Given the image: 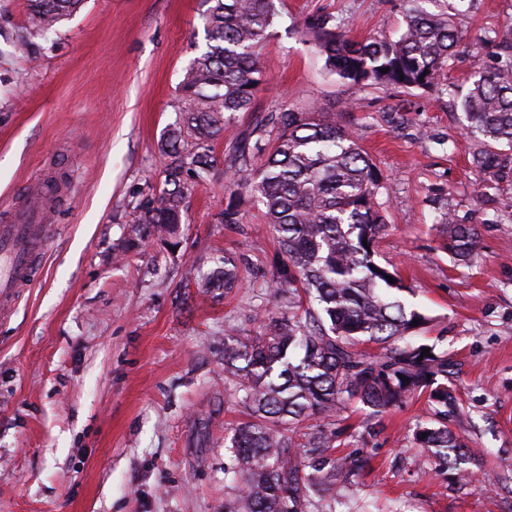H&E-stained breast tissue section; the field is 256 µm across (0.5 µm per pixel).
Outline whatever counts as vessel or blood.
<instances>
[{
	"label": "vessel or blood",
	"instance_id": "vessel-or-blood-1",
	"mask_svg": "<svg viewBox=\"0 0 512 512\" xmlns=\"http://www.w3.org/2000/svg\"><path fill=\"white\" fill-rule=\"evenodd\" d=\"M52 233L45 200L37 194L0 218V310L10 311L18 289L34 282L37 250Z\"/></svg>",
	"mask_w": 512,
	"mask_h": 512
}]
</instances>
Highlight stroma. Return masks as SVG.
Masks as SVG:
<instances>
[{
    "mask_svg": "<svg viewBox=\"0 0 512 512\" xmlns=\"http://www.w3.org/2000/svg\"><path fill=\"white\" fill-rule=\"evenodd\" d=\"M449 0H274L280 13L260 50L263 83L213 145L217 164L197 185L180 244L155 241L113 262L133 208L164 179L158 143L174 122L178 86L203 44L199 0H86L51 33L39 61L8 36L28 26L27 0H0V207L50 180L55 234L31 288L0 315V512H224V427L243 420L225 392L224 335L259 331L257 310L285 261L272 225L244 206L216 215L230 192L228 137L274 108L331 104L388 180L379 263L392 262L405 301L427 316L418 343L447 352L462 403L452 428L479 455L456 482L427 472L412 429L426 401L379 418L349 404L342 454L368 452L352 512H512V224L494 217L512 187L489 186L448 94L353 89L303 36L329 12L355 40L396 33L412 5ZM468 37L448 77L464 85L493 23L512 34V0H460ZM480 231L479 255L454 264L443 249L438 191ZM242 257L231 294L203 291L191 268Z\"/></svg>",
    "mask_w": 512,
    "mask_h": 512,
    "instance_id": "stroma-1",
    "label": "stroma"
}]
</instances>
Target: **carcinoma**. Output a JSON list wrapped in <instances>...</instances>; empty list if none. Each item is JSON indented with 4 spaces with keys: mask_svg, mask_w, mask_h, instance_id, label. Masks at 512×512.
<instances>
[{
    "mask_svg": "<svg viewBox=\"0 0 512 512\" xmlns=\"http://www.w3.org/2000/svg\"><path fill=\"white\" fill-rule=\"evenodd\" d=\"M83 5L29 0L33 27L19 30L15 43L40 56L49 33ZM204 6L205 46L186 69L175 122L160 144L163 186L136 204L123 252L143 251L153 238L178 247L194 187L214 168L212 143L237 113L253 111L262 82L256 49L277 17L273 0H204ZM305 34L344 84L400 92L448 89V67L464 41L456 15L418 7L396 37L350 39L330 13L308 21ZM466 83L460 110L472 164L491 184L512 185V46L504 58L476 65ZM225 161L234 190L217 221L242 223L247 198L259 206L288 257L275 285L288 289V302L262 313L259 333L224 337L226 390L247 414L224 428L230 459L224 481L234 492L224 512H336L346 504L348 485L369 463L362 453H332L349 429L339 416L350 401L378 417L426 395L429 412L415 425L414 440L436 472L460 482L472 477L477 454L450 426L459 403L448 386V353L432 348L424 356L423 345L409 340L428 318L401 299L396 267L375 260L385 230L378 195L386 177L358 137L336 123L327 105L276 109L230 140ZM440 224L448 255L473 261L477 226L449 204L440 207ZM198 285L233 292L238 260L226 256L198 273ZM316 417L324 423L305 430L303 423Z\"/></svg>",
    "mask_w": 512,
    "mask_h": 512,
    "instance_id": "cac0c4a2",
    "label": "carcinoma"
}]
</instances>
